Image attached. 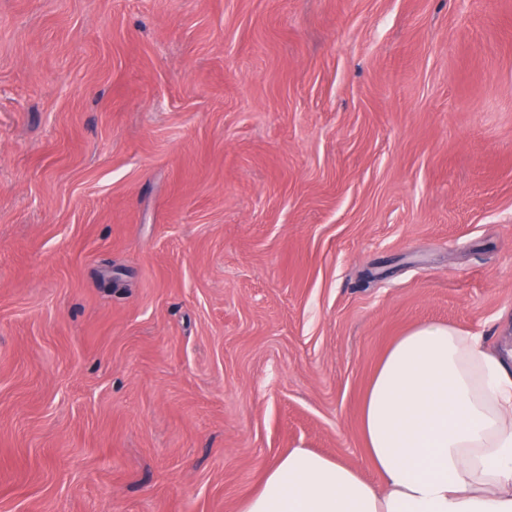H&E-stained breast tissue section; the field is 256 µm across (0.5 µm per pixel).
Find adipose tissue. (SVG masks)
Segmentation results:
<instances>
[{"label": "adipose tissue", "instance_id": "obj_1", "mask_svg": "<svg viewBox=\"0 0 512 512\" xmlns=\"http://www.w3.org/2000/svg\"><path fill=\"white\" fill-rule=\"evenodd\" d=\"M361 428L383 489L296 448L239 512H512V350L416 325L379 363Z\"/></svg>", "mask_w": 512, "mask_h": 512}]
</instances>
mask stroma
<instances>
[{
    "label": "stroma",
    "mask_w": 512,
    "mask_h": 512,
    "mask_svg": "<svg viewBox=\"0 0 512 512\" xmlns=\"http://www.w3.org/2000/svg\"><path fill=\"white\" fill-rule=\"evenodd\" d=\"M421 322L512 348V0H0V512H237Z\"/></svg>",
    "instance_id": "stroma-1"
}]
</instances>
